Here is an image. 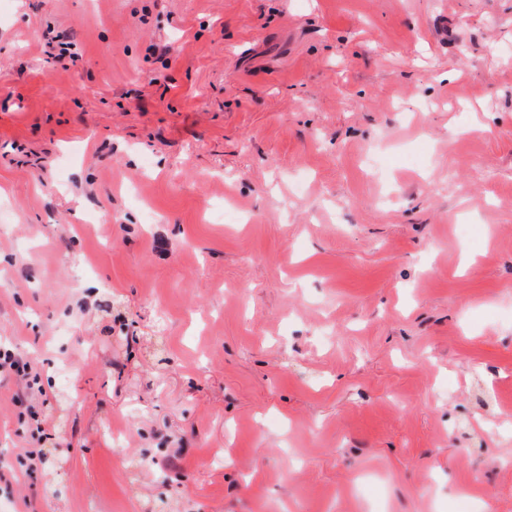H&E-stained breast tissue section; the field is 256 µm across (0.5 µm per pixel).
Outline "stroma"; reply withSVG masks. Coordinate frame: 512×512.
<instances>
[{
  "label": "stroma",
  "mask_w": 512,
  "mask_h": 512,
  "mask_svg": "<svg viewBox=\"0 0 512 512\" xmlns=\"http://www.w3.org/2000/svg\"><path fill=\"white\" fill-rule=\"evenodd\" d=\"M502 45L512 0H0V341L46 391L0 382V505L512 512Z\"/></svg>",
  "instance_id": "obj_1"
}]
</instances>
